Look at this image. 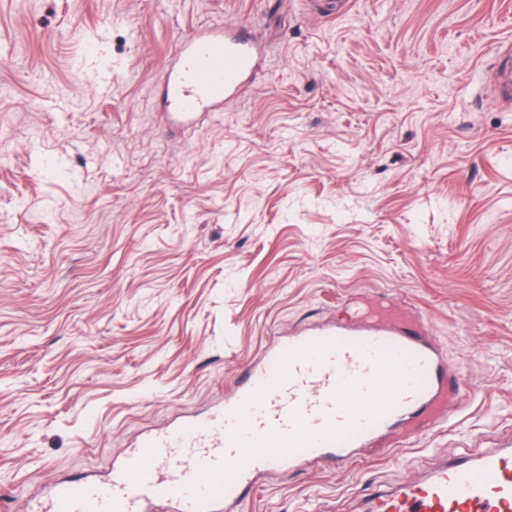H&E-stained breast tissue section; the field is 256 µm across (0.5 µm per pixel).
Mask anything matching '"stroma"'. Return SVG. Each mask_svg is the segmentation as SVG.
<instances>
[{
    "instance_id": "obj_1",
    "label": "stroma",
    "mask_w": 512,
    "mask_h": 512,
    "mask_svg": "<svg viewBox=\"0 0 512 512\" xmlns=\"http://www.w3.org/2000/svg\"><path fill=\"white\" fill-rule=\"evenodd\" d=\"M220 26L258 63L172 126V49ZM508 38L512 0H0V512L377 304L463 374L449 423L257 475L234 512H371L511 444Z\"/></svg>"
}]
</instances>
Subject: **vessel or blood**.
I'll return each mask as SVG.
<instances>
[{
  "label": "vessel or blood",
  "instance_id": "1",
  "mask_svg": "<svg viewBox=\"0 0 512 512\" xmlns=\"http://www.w3.org/2000/svg\"><path fill=\"white\" fill-rule=\"evenodd\" d=\"M254 64L253 47L223 30L182 39L164 74L174 121L191 124L223 102ZM464 384L382 306L353 328L278 340L219 408L143 435L107 479L53 484L44 512H145L160 498L170 512H213L236 503L258 473L309 457L345 465L417 417L446 420L447 399ZM373 512H512V452L441 467L378 496Z\"/></svg>",
  "mask_w": 512,
  "mask_h": 512
}]
</instances>
